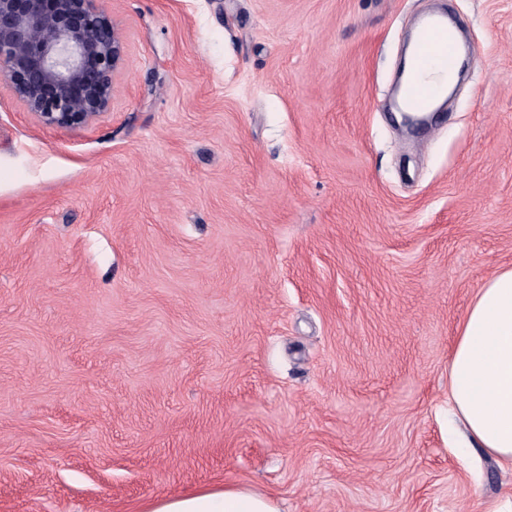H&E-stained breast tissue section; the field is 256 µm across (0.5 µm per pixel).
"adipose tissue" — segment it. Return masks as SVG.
I'll list each match as a JSON object with an SVG mask.
<instances>
[{
  "instance_id": "adipose-tissue-1",
  "label": "adipose tissue",
  "mask_w": 512,
  "mask_h": 512,
  "mask_svg": "<svg viewBox=\"0 0 512 512\" xmlns=\"http://www.w3.org/2000/svg\"><path fill=\"white\" fill-rule=\"evenodd\" d=\"M448 405L465 448L512 472V268L486 278L457 328L448 364ZM138 512H280L244 486L200 487L142 503Z\"/></svg>"
}]
</instances>
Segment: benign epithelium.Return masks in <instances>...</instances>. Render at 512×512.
Listing matches in <instances>:
<instances>
[{
    "label": "benign epithelium",
    "mask_w": 512,
    "mask_h": 512,
    "mask_svg": "<svg viewBox=\"0 0 512 512\" xmlns=\"http://www.w3.org/2000/svg\"><path fill=\"white\" fill-rule=\"evenodd\" d=\"M124 56L96 0H0V75L45 126L79 129L106 112Z\"/></svg>",
    "instance_id": "benign-epithelium-1"
}]
</instances>
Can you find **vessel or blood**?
<instances>
[{"mask_svg": "<svg viewBox=\"0 0 512 512\" xmlns=\"http://www.w3.org/2000/svg\"><path fill=\"white\" fill-rule=\"evenodd\" d=\"M461 51L447 15L431 16L421 27L414 47L416 71L405 86L403 106L408 112L424 111L427 105L440 96L438 85L422 79L427 70L455 71L460 63Z\"/></svg>", "mask_w": 512, "mask_h": 512, "instance_id": "obj_1", "label": "vessel or blood"}]
</instances>
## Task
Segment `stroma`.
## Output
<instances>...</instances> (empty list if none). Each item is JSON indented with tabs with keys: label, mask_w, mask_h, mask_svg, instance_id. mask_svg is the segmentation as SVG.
I'll list each match as a JSON object with an SVG mask.
<instances>
[{
	"label": "stroma",
	"mask_w": 512,
	"mask_h": 512,
	"mask_svg": "<svg viewBox=\"0 0 512 512\" xmlns=\"http://www.w3.org/2000/svg\"><path fill=\"white\" fill-rule=\"evenodd\" d=\"M112 105L37 122L0 78V512L245 485L282 512H479L448 362L512 267V0H99ZM472 48L393 116L417 19Z\"/></svg>",
	"instance_id": "1"
}]
</instances>
